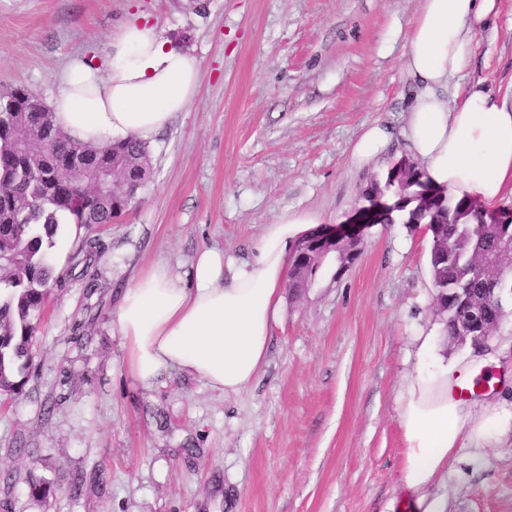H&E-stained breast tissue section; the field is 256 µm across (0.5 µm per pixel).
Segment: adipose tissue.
<instances>
[{"instance_id":"obj_1","label":"adipose tissue","mask_w":512,"mask_h":512,"mask_svg":"<svg viewBox=\"0 0 512 512\" xmlns=\"http://www.w3.org/2000/svg\"><path fill=\"white\" fill-rule=\"evenodd\" d=\"M498 12L499 0H422L402 61L417 85L404 136L426 180L485 208L512 193V103L480 82L461 96L448 88L478 52V31ZM198 87L196 61L171 46L156 23L133 15L112 35L102 62L76 59L63 69L51 109L56 126L78 141H147L187 109ZM391 142L388 126L369 125L352 147V163L384 156ZM324 221L315 210L285 209L241 265L225 264L223 250L206 247L184 276L163 262L141 271L112 321L126 373L145 386L177 372L225 394L248 387L280 317L289 250ZM419 357L399 397L402 482L416 496L415 512H446L447 501L429 489L447 473L460 440L479 450L512 437V410L454 394L456 365L438 361L430 339L422 340Z\"/></svg>"}]
</instances>
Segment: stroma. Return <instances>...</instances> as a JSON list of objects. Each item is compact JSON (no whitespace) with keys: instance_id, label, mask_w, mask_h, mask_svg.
<instances>
[{"instance_id":"1","label":"stroma","mask_w":512,"mask_h":512,"mask_svg":"<svg viewBox=\"0 0 512 512\" xmlns=\"http://www.w3.org/2000/svg\"><path fill=\"white\" fill-rule=\"evenodd\" d=\"M422 0H0V87L50 101L70 60L103 55L140 13L197 61L198 92L149 145L153 177L111 224L59 232L62 278L32 338L21 393L0 398V512H413L401 475L399 394L415 339L463 361L435 308L431 239L371 224L345 272L328 257L286 297L267 362L222 394L174 374L144 387L122 366L112 318L143 267L188 270L206 247L246 259L287 208L353 223L366 188L410 154L414 93L401 59ZM464 87L512 93V0L480 36ZM391 127L386 160L349 162L361 130ZM90 256L77 257L85 243ZM50 488L33 500L29 484ZM447 512H512V444L460 449Z\"/></svg>"}]
</instances>
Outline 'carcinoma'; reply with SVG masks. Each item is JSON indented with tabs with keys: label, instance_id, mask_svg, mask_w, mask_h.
Returning <instances> with one entry per match:
<instances>
[{
	"label": "carcinoma",
	"instance_id": "carcinoma-1",
	"mask_svg": "<svg viewBox=\"0 0 512 512\" xmlns=\"http://www.w3.org/2000/svg\"><path fill=\"white\" fill-rule=\"evenodd\" d=\"M33 93L24 87L0 91V394H19L15 374L27 366L36 325L55 274L51 252L59 224H110L136 203L152 178L146 145L136 141L95 147L72 140L54 121L48 106L27 107ZM78 154L84 171L69 159ZM423 224L431 234L429 271L432 287L448 291L443 318L453 335L459 307L455 289L482 295L492 287L474 267L495 248L512 222L485 218L478 205L439 194L426 207L393 204L377 213L376 223ZM317 260H290L288 287L300 288L318 273Z\"/></svg>",
	"mask_w": 512,
	"mask_h": 512
}]
</instances>
